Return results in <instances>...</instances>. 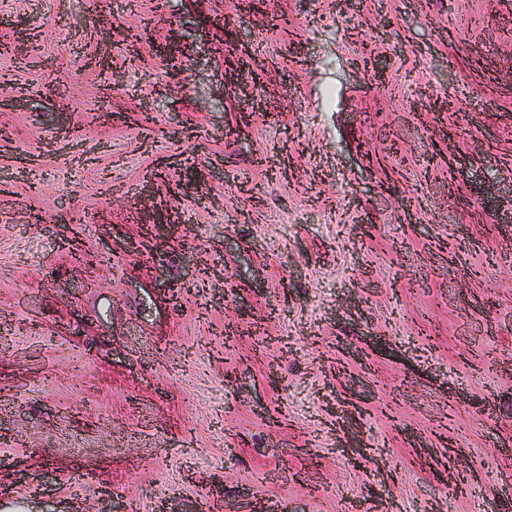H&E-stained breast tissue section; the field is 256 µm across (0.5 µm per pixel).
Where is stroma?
<instances>
[{
  "instance_id": "stroma-1",
  "label": "stroma",
  "mask_w": 512,
  "mask_h": 512,
  "mask_svg": "<svg viewBox=\"0 0 512 512\" xmlns=\"http://www.w3.org/2000/svg\"><path fill=\"white\" fill-rule=\"evenodd\" d=\"M155 4L0 0V512H512V0Z\"/></svg>"
}]
</instances>
